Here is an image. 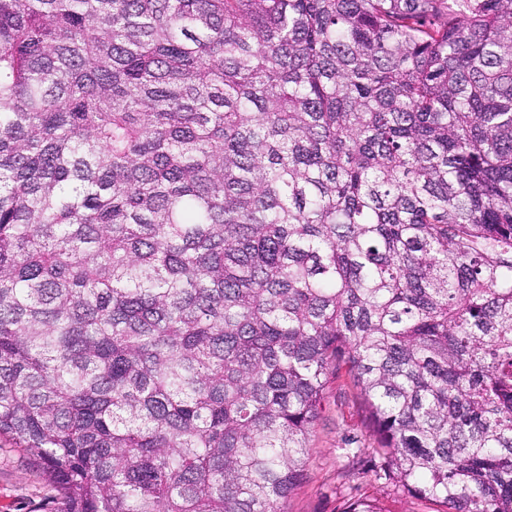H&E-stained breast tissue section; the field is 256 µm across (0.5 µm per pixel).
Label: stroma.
Listing matches in <instances>:
<instances>
[{
	"label": "stroma",
	"instance_id": "35a3bbf8",
	"mask_svg": "<svg viewBox=\"0 0 512 512\" xmlns=\"http://www.w3.org/2000/svg\"><path fill=\"white\" fill-rule=\"evenodd\" d=\"M371 445L360 390L346 370H339L310 438L305 479L289 496L286 512H341L344 501L360 495L377 499L386 512H435L429 502L376 479L369 467L347 470V449H362L368 457ZM57 495L55 485L21 449L0 439V512H43Z\"/></svg>",
	"mask_w": 512,
	"mask_h": 512
}]
</instances>
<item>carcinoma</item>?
<instances>
[{
    "label": "carcinoma",
    "mask_w": 512,
    "mask_h": 512,
    "mask_svg": "<svg viewBox=\"0 0 512 512\" xmlns=\"http://www.w3.org/2000/svg\"><path fill=\"white\" fill-rule=\"evenodd\" d=\"M341 367L377 479L512 512V0H0V437L49 512H284Z\"/></svg>",
    "instance_id": "cac0c4a2"
}]
</instances>
